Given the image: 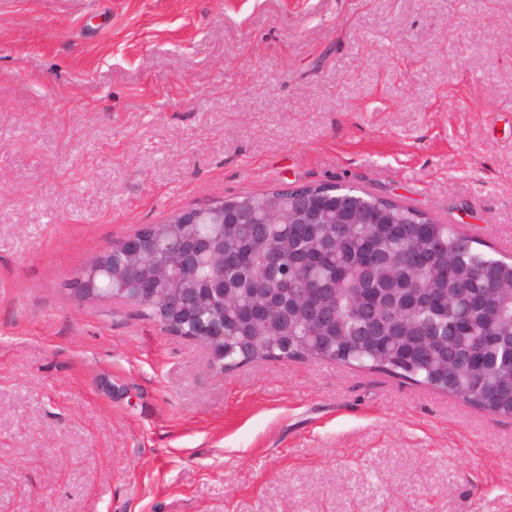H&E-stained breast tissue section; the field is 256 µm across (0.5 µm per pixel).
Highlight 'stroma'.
Masks as SVG:
<instances>
[{
  "label": "stroma",
  "mask_w": 512,
  "mask_h": 512,
  "mask_svg": "<svg viewBox=\"0 0 512 512\" xmlns=\"http://www.w3.org/2000/svg\"><path fill=\"white\" fill-rule=\"evenodd\" d=\"M340 184L512 256V0H0V512H512V419L383 372H220L77 270Z\"/></svg>",
  "instance_id": "35a3bbf8"
}]
</instances>
